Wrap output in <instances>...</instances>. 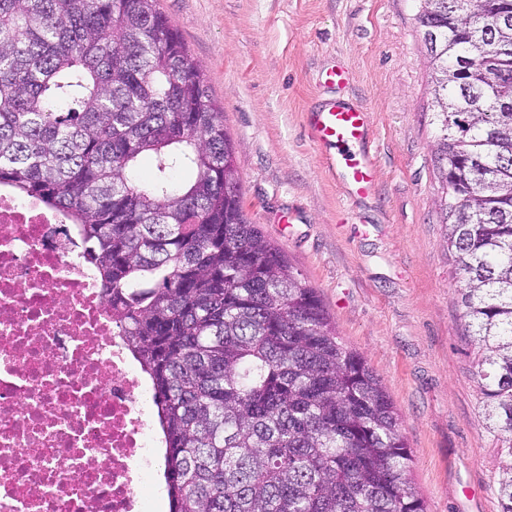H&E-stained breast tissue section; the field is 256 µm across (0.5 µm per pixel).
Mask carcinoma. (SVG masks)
Returning <instances> with one entry per match:
<instances>
[{
	"label": "carcinoma",
	"mask_w": 512,
	"mask_h": 512,
	"mask_svg": "<svg viewBox=\"0 0 512 512\" xmlns=\"http://www.w3.org/2000/svg\"><path fill=\"white\" fill-rule=\"evenodd\" d=\"M417 19L512 512V0H420ZM234 153L157 0H0V186L64 213L95 266L152 386L169 512H427L382 381L248 222Z\"/></svg>",
	"instance_id": "1"
}]
</instances>
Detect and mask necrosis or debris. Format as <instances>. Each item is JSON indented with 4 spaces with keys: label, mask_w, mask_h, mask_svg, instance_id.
<instances>
[{
    "label": "necrosis or debris",
    "mask_w": 512,
    "mask_h": 512,
    "mask_svg": "<svg viewBox=\"0 0 512 512\" xmlns=\"http://www.w3.org/2000/svg\"><path fill=\"white\" fill-rule=\"evenodd\" d=\"M161 445L75 233L0 188V512H159Z\"/></svg>",
    "instance_id": "obj_1"
}]
</instances>
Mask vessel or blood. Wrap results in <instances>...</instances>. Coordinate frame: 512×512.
<instances>
[{
  "label": "vessel or blood",
  "mask_w": 512,
  "mask_h": 512,
  "mask_svg": "<svg viewBox=\"0 0 512 512\" xmlns=\"http://www.w3.org/2000/svg\"><path fill=\"white\" fill-rule=\"evenodd\" d=\"M309 136L324 151L351 196L363 198L374 187V154L367 112L329 98L307 114Z\"/></svg>",
  "instance_id": "b4317fda"
}]
</instances>
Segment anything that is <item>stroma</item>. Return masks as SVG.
Masks as SVG:
<instances>
[{
	"label": "stroma",
	"instance_id": "1",
	"mask_svg": "<svg viewBox=\"0 0 512 512\" xmlns=\"http://www.w3.org/2000/svg\"><path fill=\"white\" fill-rule=\"evenodd\" d=\"M230 135L251 223L381 378L428 512H499V442L460 319L417 0H158ZM369 112L377 185L349 198L309 139L323 70Z\"/></svg>",
	"mask_w": 512,
	"mask_h": 512
}]
</instances>
